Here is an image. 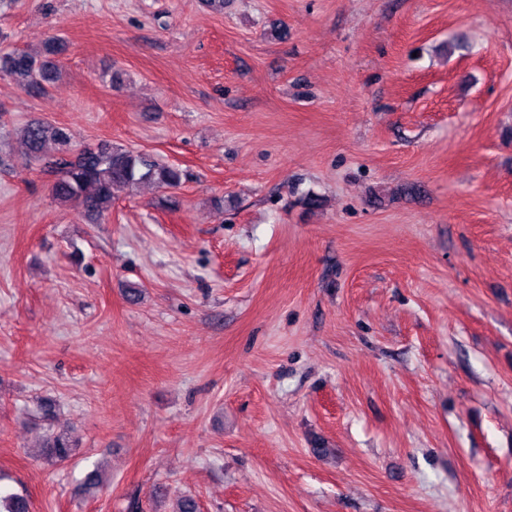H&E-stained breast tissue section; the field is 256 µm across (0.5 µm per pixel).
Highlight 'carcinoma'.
<instances>
[{
    "label": "carcinoma",
    "mask_w": 512,
    "mask_h": 512,
    "mask_svg": "<svg viewBox=\"0 0 512 512\" xmlns=\"http://www.w3.org/2000/svg\"><path fill=\"white\" fill-rule=\"evenodd\" d=\"M64 44L52 37L37 53L26 50L0 54V73L24 87L41 88L59 75L56 57ZM27 155L34 163H44L54 173L52 196L62 204L73 205L88 221L95 223L112 208L117 193L137 186L176 190L185 174L179 167L149 154L110 143L95 146L75 144L72 131L64 126L33 120L20 129ZM78 440L66 432L44 436V455L51 461L70 458ZM0 512H29L28 501L0 490Z\"/></svg>",
    "instance_id": "cac0c4a2"
}]
</instances>
